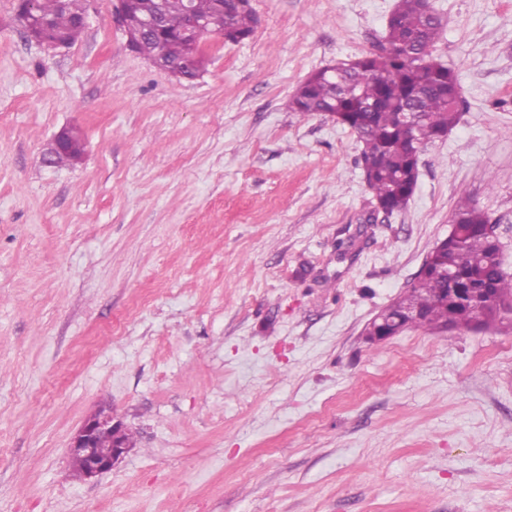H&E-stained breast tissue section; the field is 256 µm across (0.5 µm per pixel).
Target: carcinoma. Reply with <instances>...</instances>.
Masks as SVG:
<instances>
[{
	"mask_svg": "<svg viewBox=\"0 0 512 512\" xmlns=\"http://www.w3.org/2000/svg\"><path fill=\"white\" fill-rule=\"evenodd\" d=\"M144 8L160 12L161 29L146 32L139 53L180 67L196 77L192 50L181 35L187 6L206 19L207 36L224 33L233 42L247 39L258 24L250 0H157ZM38 14L48 20L43 40L74 43L83 30L77 22L83 0H36ZM442 29L441 19L426 0H396L387 22L386 47L372 54L311 74L295 91L294 111L302 116L330 114L349 127L360 147L358 163L376 203L390 212L407 205L419 177L420 152L448 135L458 123L460 88L451 69L432 57ZM72 148L52 158L54 165L73 164L84 153V141L70 131ZM487 214L470 199L456 205L448 246L429 253L430 265L408 291L384 309L390 316L407 305L419 315L409 327L434 331L469 328V314L460 303L446 299L448 288H491L512 301V279L501 268L498 241L488 236Z\"/></svg>",
	"mask_w": 512,
	"mask_h": 512,
	"instance_id": "carcinoma-1",
	"label": "carcinoma"
}]
</instances>
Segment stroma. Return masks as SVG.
<instances>
[{"mask_svg": "<svg viewBox=\"0 0 512 512\" xmlns=\"http://www.w3.org/2000/svg\"><path fill=\"white\" fill-rule=\"evenodd\" d=\"M395 0H251L175 82L111 0L70 47L0 0V512H512V321L364 328L469 197L512 276V0H433L460 120L385 214L355 134L291 109L379 53ZM64 128L74 165L46 166ZM107 409L134 444L76 476ZM61 132H59L54 137L52 143L50 144L49 148L45 153L44 161L46 164H48V158H51L55 154L56 155L52 158L53 165L73 164L79 161L84 153V141L80 133L78 131H74L73 129H70V141L72 148L68 151L59 152L63 149L65 145V140L60 134Z\"/></svg>", "mask_w": 512, "mask_h": 512, "instance_id": "1", "label": "stroma"}]
</instances>
